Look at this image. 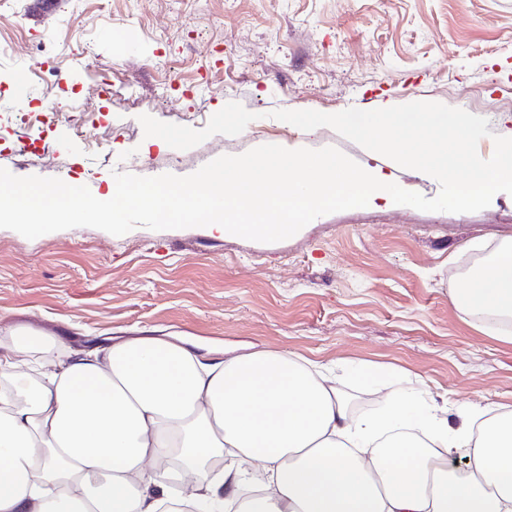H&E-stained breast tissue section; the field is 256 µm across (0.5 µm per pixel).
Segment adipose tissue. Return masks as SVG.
<instances>
[{"mask_svg": "<svg viewBox=\"0 0 512 512\" xmlns=\"http://www.w3.org/2000/svg\"><path fill=\"white\" fill-rule=\"evenodd\" d=\"M454 300L511 319L512 247ZM62 348L17 332L0 354V512H160L176 495L217 512H512L511 409L456 424L405 392L356 415L312 361L256 350L205 363L173 341L24 377L27 357Z\"/></svg>", "mask_w": 512, "mask_h": 512, "instance_id": "1", "label": "adipose tissue"}]
</instances>
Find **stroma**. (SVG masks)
Listing matches in <instances>:
<instances>
[{
  "label": "stroma",
  "instance_id": "35a3bbf8",
  "mask_svg": "<svg viewBox=\"0 0 512 512\" xmlns=\"http://www.w3.org/2000/svg\"><path fill=\"white\" fill-rule=\"evenodd\" d=\"M62 103L23 144L15 113ZM257 118L188 150L152 145L140 115L204 128L228 102ZM439 102L512 137V0H0V167L57 177L110 199L114 175L185 176L222 155L275 144L334 147L426 197L440 186L329 127L272 111L337 113ZM99 121L74 134L69 104ZM512 244V195L473 213L378 201L261 243L207 228L115 236L92 227L30 240L0 228V353L20 330L69 350L140 337L205 359L259 349L330 369L353 413L379 397L354 375L385 365L400 391L512 409L507 326L457 309L482 253Z\"/></svg>",
  "mask_w": 512,
  "mask_h": 512
}]
</instances>
